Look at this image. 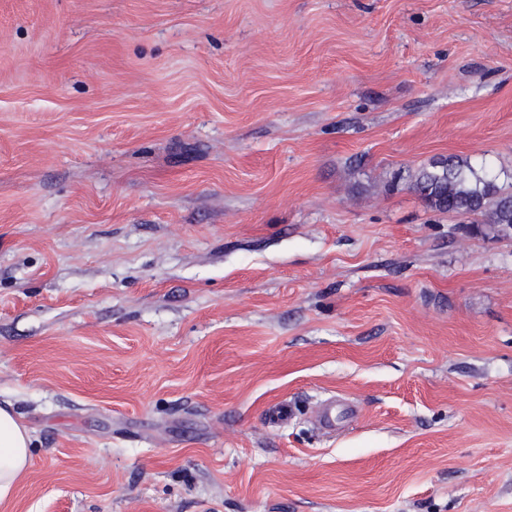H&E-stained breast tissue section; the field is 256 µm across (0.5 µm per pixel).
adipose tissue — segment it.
Here are the masks:
<instances>
[{
    "label": "adipose tissue",
    "mask_w": 512,
    "mask_h": 512,
    "mask_svg": "<svg viewBox=\"0 0 512 512\" xmlns=\"http://www.w3.org/2000/svg\"><path fill=\"white\" fill-rule=\"evenodd\" d=\"M32 435L11 407L0 405V505L16 495L30 465Z\"/></svg>",
    "instance_id": "obj_1"
}]
</instances>
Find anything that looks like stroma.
I'll return each instance as SVG.
<instances>
[{"label":"stroma","instance_id":"1","mask_svg":"<svg viewBox=\"0 0 512 512\" xmlns=\"http://www.w3.org/2000/svg\"><path fill=\"white\" fill-rule=\"evenodd\" d=\"M450 155L512 175V0H0V512H512ZM32 435L10 406L0 405V505L16 495L30 465Z\"/></svg>","mask_w":512,"mask_h":512}]
</instances>
